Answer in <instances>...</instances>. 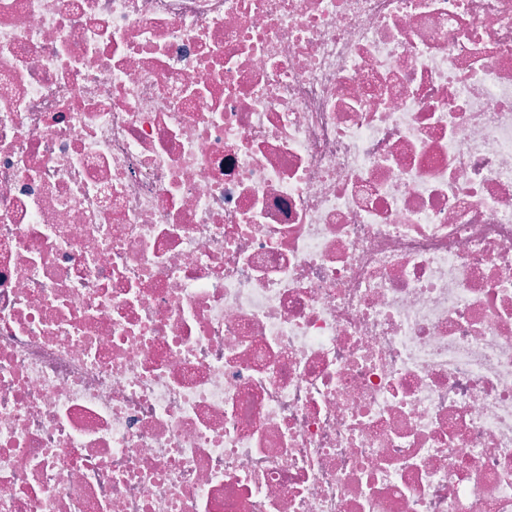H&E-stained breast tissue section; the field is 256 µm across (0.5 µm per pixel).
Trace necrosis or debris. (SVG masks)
Listing matches in <instances>:
<instances>
[{"mask_svg": "<svg viewBox=\"0 0 512 512\" xmlns=\"http://www.w3.org/2000/svg\"><path fill=\"white\" fill-rule=\"evenodd\" d=\"M0 512H512V0H0Z\"/></svg>", "mask_w": 512, "mask_h": 512, "instance_id": "4bbe7bcc", "label": "necrosis or debris"}]
</instances>
